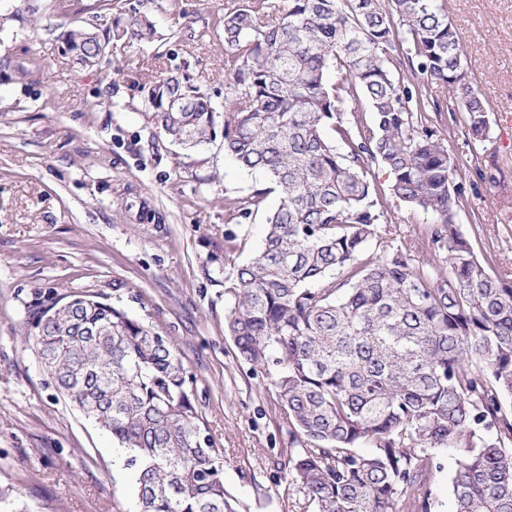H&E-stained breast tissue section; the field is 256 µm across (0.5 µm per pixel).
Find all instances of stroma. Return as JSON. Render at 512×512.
<instances>
[{
    "label": "stroma",
    "instance_id": "1",
    "mask_svg": "<svg viewBox=\"0 0 512 512\" xmlns=\"http://www.w3.org/2000/svg\"><path fill=\"white\" fill-rule=\"evenodd\" d=\"M94 0H0V512H133L132 473L111 439L56 391L23 346L38 293L88 292L171 336L217 447L238 512H312L278 481L287 428L267 379L224 332V278L261 246L265 223L237 225L224 249L225 194L264 175L225 156L221 141L187 152L159 137L141 105L148 77L172 70L224 98V39L215 21L231 0H178L153 9L161 45L117 43L99 66L62 51L92 24ZM464 68L489 112L472 140L448 94H428L469 197L457 215L477 256L512 278V0H448ZM27 77H20V69ZM390 204L386 244L413 243L434 218L394 204L391 178L371 176Z\"/></svg>",
    "mask_w": 512,
    "mask_h": 512
}]
</instances>
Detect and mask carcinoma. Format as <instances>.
<instances>
[{
	"instance_id": "carcinoma-1",
	"label": "carcinoma",
	"mask_w": 512,
	"mask_h": 512,
	"mask_svg": "<svg viewBox=\"0 0 512 512\" xmlns=\"http://www.w3.org/2000/svg\"><path fill=\"white\" fill-rule=\"evenodd\" d=\"M217 27L221 107L178 72L149 81L145 102L158 133L187 150L216 138L222 120L224 154L266 175L224 195L229 219L263 213L267 226L262 249L224 279V326L288 426L279 482L314 512H432L433 450L454 448V512H512V282L456 224L468 197L426 108L434 85L473 140L488 135L447 0H242ZM156 40L147 13L63 35L87 67L113 41ZM375 163L397 203L435 218L412 250L373 248L389 223L369 179ZM25 345L122 450L138 512H236L224 451L169 337L90 295L49 293L30 312Z\"/></svg>"
}]
</instances>
